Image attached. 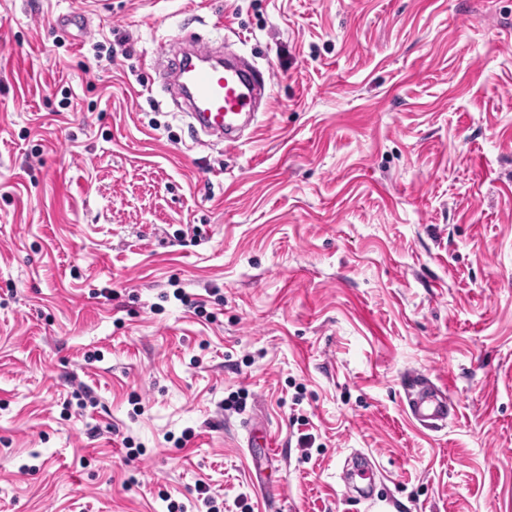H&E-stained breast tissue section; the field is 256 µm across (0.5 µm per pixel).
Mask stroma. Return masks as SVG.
<instances>
[{"mask_svg": "<svg viewBox=\"0 0 512 512\" xmlns=\"http://www.w3.org/2000/svg\"><path fill=\"white\" fill-rule=\"evenodd\" d=\"M191 34L274 72L236 148L161 86ZM356 451L512 512V0H0V512H374ZM412 378L415 384L408 402L412 416L426 425L446 422L451 415L447 397L434 390L422 375L413 373Z\"/></svg>", "mask_w": 512, "mask_h": 512, "instance_id": "obj_1", "label": "stroma"}]
</instances>
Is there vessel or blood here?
I'll return each instance as SVG.
<instances>
[{"label": "vessel or blood", "instance_id": "1", "mask_svg": "<svg viewBox=\"0 0 512 512\" xmlns=\"http://www.w3.org/2000/svg\"><path fill=\"white\" fill-rule=\"evenodd\" d=\"M165 87L182 98L189 117L200 131L222 139L233 148L243 126L253 116L255 93L261 78L249 65L224 56V48L196 38L179 39L162 55ZM409 399L412 416L426 425L446 422L451 414L448 399L434 390L421 375H414ZM358 476L364 479L361 498L374 502L372 480L375 463L371 455L360 457Z\"/></svg>", "mask_w": 512, "mask_h": 512}]
</instances>
